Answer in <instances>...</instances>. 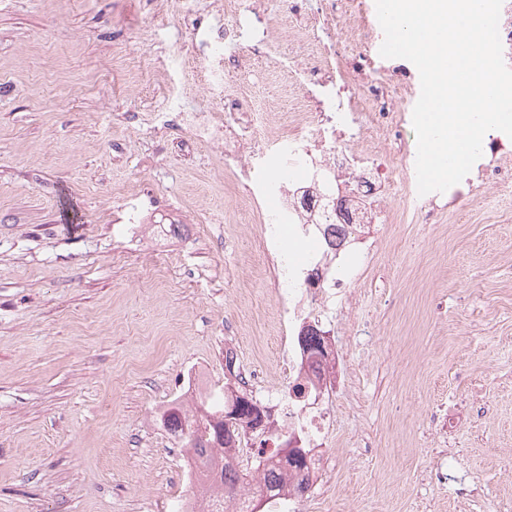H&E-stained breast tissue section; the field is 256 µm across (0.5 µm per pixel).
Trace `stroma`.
Masks as SVG:
<instances>
[{"label":"stroma","mask_w":512,"mask_h":512,"mask_svg":"<svg viewBox=\"0 0 512 512\" xmlns=\"http://www.w3.org/2000/svg\"><path fill=\"white\" fill-rule=\"evenodd\" d=\"M272 130L296 106L275 57L312 37L263 0ZM224 0H0V512H177L185 457L161 415L223 392L224 351L287 394L279 291L233 167L155 112H212ZM358 81L398 77L400 59ZM180 223L150 266L128 216ZM354 303L327 319L336 420L318 512H512V198L378 227ZM369 324L353 342L350 326ZM448 464L455 479L432 480Z\"/></svg>","instance_id":"stroma-1"}]
</instances>
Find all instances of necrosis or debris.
Listing matches in <instances>:
<instances>
[{"instance_id": "4bbe7bcc", "label": "necrosis or debris", "mask_w": 512, "mask_h": 512, "mask_svg": "<svg viewBox=\"0 0 512 512\" xmlns=\"http://www.w3.org/2000/svg\"><path fill=\"white\" fill-rule=\"evenodd\" d=\"M224 43L242 40L266 53L271 42L259 11L245 10L241 0H224ZM300 91L287 128L267 129L269 115L257 96V75H243L238 60H224V107L216 112L183 115L181 121L199 140L224 150L226 165L239 168L238 193L246 197L263 224V247L275 253L280 226L294 231L312 245L309 258L293 264L288 256L277 263L280 291L278 320L288 335L281 350L288 370L303 391L321 396L334 385L336 361L304 352L300 334L315 324L314 307H334L348 282L339 277L353 253L365 251L363 234L374 217V198L394 182L408 187L403 206L424 222H433L436 203L444 199L456 209L466 198L483 197L494 190L512 192V139L493 131L483 139L481 157L469 174L446 193L430 197L415 192V155L403 141L407 119H393V105L416 96L414 72L392 85L373 81L354 86L352 72L341 66L335 48L317 46L303 67L281 69ZM392 130L399 147L387 156L375 148L353 145L355 135ZM268 413L287 429L289 438L304 448L309 460L310 485L321 482L327 463L322 446L332 423L329 409L302 397L271 396Z\"/></svg>"}]
</instances>
